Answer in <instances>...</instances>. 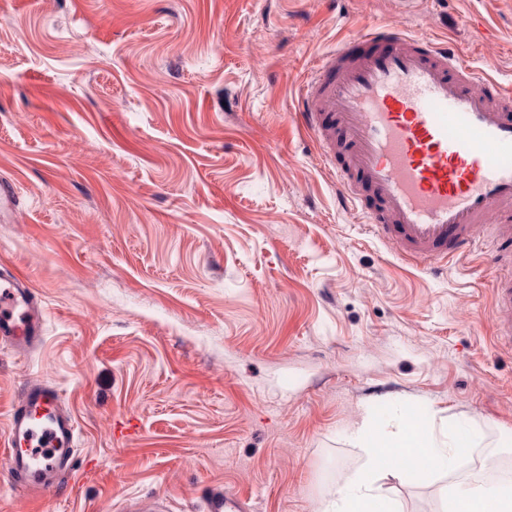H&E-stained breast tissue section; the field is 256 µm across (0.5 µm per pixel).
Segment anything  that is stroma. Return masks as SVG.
Instances as JSON below:
<instances>
[{"instance_id":"stroma-1","label":"stroma","mask_w":512,"mask_h":512,"mask_svg":"<svg viewBox=\"0 0 512 512\" xmlns=\"http://www.w3.org/2000/svg\"><path fill=\"white\" fill-rule=\"evenodd\" d=\"M0 263L44 306L39 348L0 345V444L27 383L75 416V466L0 512H322L393 430H481L512 458V349L494 342L493 242L447 270L370 236L298 124L322 56L400 21L512 82V0H0ZM459 473L383 485L446 512ZM204 512H254L245 498L226 489H211L203 496Z\"/></svg>"}]
</instances>
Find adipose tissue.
<instances>
[{
    "label": "adipose tissue",
    "mask_w": 512,
    "mask_h": 512,
    "mask_svg": "<svg viewBox=\"0 0 512 512\" xmlns=\"http://www.w3.org/2000/svg\"><path fill=\"white\" fill-rule=\"evenodd\" d=\"M350 436L364 449L365 462L353 479L330 492L323 512H396L380 492L381 482L393 466L411 462L410 474L419 478L434 469L451 471L460 449L473 448L481 442L476 430L455 424L439 434L421 417L389 432L374 431L364 423L353 427ZM476 502L480 503L481 512H512V488L468 484L454 497L451 512H471Z\"/></svg>",
    "instance_id": "adipose-tissue-1"
}]
</instances>
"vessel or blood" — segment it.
<instances>
[{"instance_id": "obj_1", "label": "vessel or blood", "mask_w": 512, "mask_h": 512, "mask_svg": "<svg viewBox=\"0 0 512 512\" xmlns=\"http://www.w3.org/2000/svg\"><path fill=\"white\" fill-rule=\"evenodd\" d=\"M296 118L336 168L344 198L400 259L436 269L491 238L495 266H512V86L460 52L416 38L403 24L365 28L323 56ZM376 206H369V199ZM509 217L491 224V211ZM505 318L495 339L512 348V275L495 277ZM44 335L29 279L0 266V344L26 351ZM78 426L54 386H25L11 409L6 463L31 498L72 470ZM203 512H254L212 489Z\"/></svg>"}]
</instances>
